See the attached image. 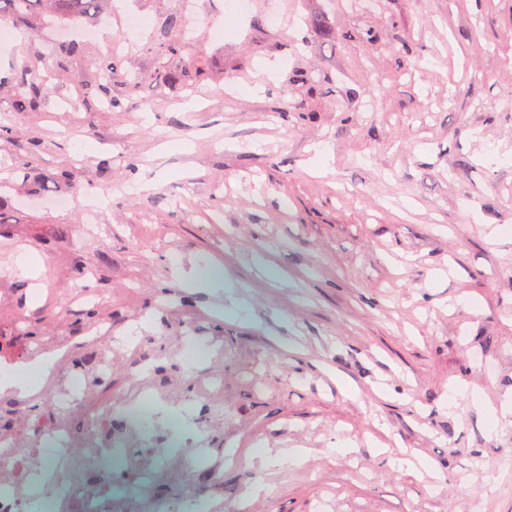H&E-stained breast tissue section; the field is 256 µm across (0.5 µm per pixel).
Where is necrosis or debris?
I'll return each mask as SVG.
<instances>
[{
	"label": "necrosis or debris",
	"instance_id": "obj_1",
	"mask_svg": "<svg viewBox=\"0 0 512 512\" xmlns=\"http://www.w3.org/2000/svg\"><path fill=\"white\" fill-rule=\"evenodd\" d=\"M87 376L75 371L50 397L56 411L54 423L39 431L24 453L11 455L13 438H0V445L6 448L0 455V512H127L128 499L133 495L149 504V512H207L209 492L191 493L176 505L158 495L156 480L155 449L159 446L186 457L191 467H208L209 451L197 440L202 424L194 425L190 439L181 434L156 438L152 416L158 401L146 397L121 410L129 424L143 430L141 452H133L123 437L107 436L98 428L99 416L94 412L87 415L83 436L74 437L65 420L72 412L84 409ZM121 466L136 473L130 488L91 485L84 478L88 470L107 473Z\"/></svg>",
	"mask_w": 512,
	"mask_h": 512
}]
</instances>
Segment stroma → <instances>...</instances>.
<instances>
[{
	"label": "stroma",
	"mask_w": 512,
	"mask_h": 512,
	"mask_svg": "<svg viewBox=\"0 0 512 512\" xmlns=\"http://www.w3.org/2000/svg\"><path fill=\"white\" fill-rule=\"evenodd\" d=\"M196 2L186 85L155 80L180 0H100L76 32L39 11L0 43V355H61L40 396L0 393L20 447L88 352L112 362L89 409L153 392L160 431L219 384L203 440L242 467L218 512H512V0ZM214 269L234 294L184 288ZM145 357L166 385L128 375ZM12 81L19 93V105L21 107H28L34 105L41 93V86L36 82L34 76L28 71H21L16 73Z\"/></svg>",
	"instance_id": "35a3bbf8"
}]
</instances>
